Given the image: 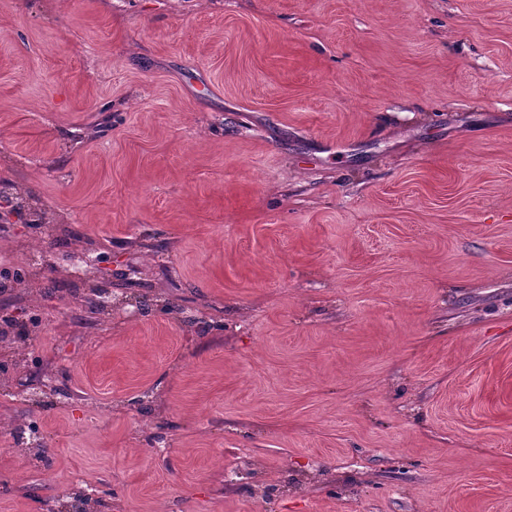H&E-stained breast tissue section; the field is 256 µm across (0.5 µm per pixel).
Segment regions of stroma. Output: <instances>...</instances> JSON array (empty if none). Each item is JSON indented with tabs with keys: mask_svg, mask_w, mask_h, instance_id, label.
<instances>
[{
	"mask_svg": "<svg viewBox=\"0 0 512 512\" xmlns=\"http://www.w3.org/2000/svg\"><path fill=\"white\" fill-rule=\"evenodd\" d=\"M4 187L0 512H512V0H0Z\"/></svg>",
	"mask_w": 512,
	"mask_h": 512,
	"instance_id": "35a3bbf8",
	"label": "stroma"
}]
</instances>
